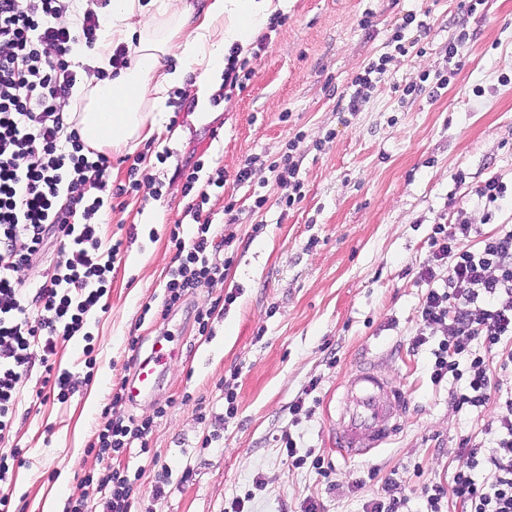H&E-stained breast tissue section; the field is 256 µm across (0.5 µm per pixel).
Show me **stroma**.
Returning a JSON list of instances; mask_svg holds the SVG:
<instances>
[{
    "label": "stroma",
    "mask_w": 512,
    "mask_h": 512,
    "mask_svg": "<svg viewBox=\"0 0 512 512\" xmlns=\"http://www.w3.org/2000/svg\"><path fill=\"white\" fill-rule=\"evenodd\" d=\"M458 5L288 0L287 23L264 50L246 52L254 75L243 90L198 115L170 94L162 132L113 154L112 184L125 183L134 166L160 183L162 196L127 194L94 217L103 246L121 242V261L105 311L88 320L85 336L57 343L53 360L70 372L74 392L58 400L37 358L18 386L12 426L0 436V451L17 449L24 459L0 481L13 512H44L51 500L68 512L77 499L103 512L85 477L112 470L140 475L130 512H224L236 498L244 512H303L310 502L317 512H363L391 476L408 512H420L425 485L450 482L460 465L461 439L484 444L495 405L456 411L449 383L430 380L443 329H431L420 348L410 345L429 289L418 271L431 259L434 226L465 220L484 233L512 230V210L485 223L476 195L489 177L512 180V0H479L455 70L448 42L459 33ZM368 9L374 17L364 28ZM410 11L425 14L429 33L400 29ZM398 31L409 52L391 56L360 112L342 111L346 87ZM422 79L428 91L404 96ZM288 151L300 161L304 198L285 211L267 164ZM253 156L261 164L237 183ZM195 167L203 179L224 171V190L208 207L230 244L215 257L233 263L167 311L164 285L177 264L170 230L193 229L181 175ZM260 195L266 204L258 209ZM147 213L154 223H143ZM61 258L56 246L16 273L31 316H40L36 290ZM207 309L214 315L203 336L195 316ZM132 338L146 355L160 347L167 364L151 395L118 408L151 420L145 451L104 460L89 446L113 387L133 373ZM368 360L405 387L409 404L386 448L349 461L333 435L343 385ZM228 390L237 395L231 415L222 399ZM299 400L304 408L292 414ZM288 436L298 455L323 459L328 474L294 466L282 445Z\"/></svg>",
    "instance_id": "obj_1"
}]
</instances>
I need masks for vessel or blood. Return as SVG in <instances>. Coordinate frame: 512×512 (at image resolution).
Wrapping results in <instances>:
<instances>
[{"label": "vessel or blood", "mask_w": 512, "mask_h": 512, "mask_svg": "<svg viewBox=\"0 0 512 512\" xmlns=\"http://www.w3.org/2000/svg\"><path fill=\"white\" fill-rule=\"evenodd\" d=\"M156 369L136 363L127 388L129 398L150 395ZM408 403L406 392L383 378L369 363L358 366L345 384L344 421L336 432V446L344 457L354 459L382 448L399 429L396 421Z\"/></svg>", "instance_id": "1"}]
</instances>
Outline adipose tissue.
Wrapping results in <instances>:
<instances>
[{
    "mask_svg": "<svg viewBox=\"0 0 512 512\" xmlns=\"http://www.w3.org/2000/svg\"><path fill=\"white\" fill-rule=\"evenodd\" d=\"M286 6L287 0H209L195 18L187 0H110L90 61L94 72L83 75L62 107L79 109L76 128L85 143L131 147L161 129L171 90L191 89L198 105H206L219 87L227 51L248 49L267 17ZM120 46L127 67L99 80L96 69L107 67Z\"/></svg>",
    "mask_w": 512,
    "mask_h": 512,
    "instance_id": "ef3b65f1",
    "label": "adipose tissue"
}]
</instances>
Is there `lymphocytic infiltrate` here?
<instances>
[{
  "label": "lymphocytic infiltrate",
  "mask_w": 512,
  "mask_h": 512,
  "mask_svg": "<svg viewBox=\"0 0 512 512\" xmlns=\"http://www.w3.org/2000/svg\"><path fill=\"white\" fill-rule=\"evenodd\" d=\"M97 6L98 0H0V434L11 426L14 393L33 349L42 352L45 383L58 399L69 395V372L52 363L57 341L82 333L121 253L120 243L102 245L89 218L147 186L134 167L127 183L111 185L108 155L87 149L61 107L77 82L74 47L97 42ZM268 168L281 204L300 203L296 157L283 154ZM223 186L220 169L204 180L194 171L184 179L196 229L188 238L180 228L171 230L178 264L165 284V308L224 275L225 264L210 259L215 233L205 210L212 191ZM79 208L87 223H73ZM54 236L63 240L65 256L38 289L42 314L34 318L13 274ZM430 246L432 260L419 270L430 288L417 318L424 330L442 325L448 331L432 350L431 380L453 381L449 397L456 410L478 411L494 400L498 412L483 430L490 451L462 440V465L450 485L426 486L423 512H512V392L501 391L490 366L495 355L500 369L512 368V231L482 235L473 224H439ZM424 330L412 337V347L426 344ZM124 396L117 388L101 413L91 445L98 456L129 453L151 430V420L117 413Z\"/></svg>",
  "instance_id": "lymphocytic-infiltrate-1"
}]
</instances>
